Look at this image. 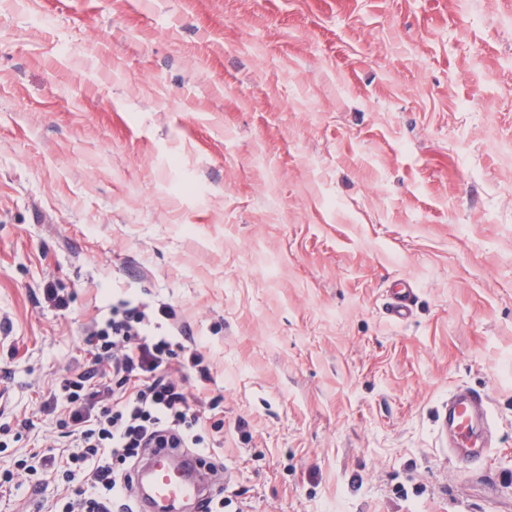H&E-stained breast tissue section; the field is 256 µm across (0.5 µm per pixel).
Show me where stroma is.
I'll return each mask as SVG.
<instances>
[{
	"label": "stroma",
	"mask_w": 512,
	"mask_h": 512,
	"mask_svg": "<svg viewBox=\"0 0 512 512\" xmlns=\"http://www.w3.org/2000/svg\"><path fill=\"white\" fill-rule=\"evenodd\" d=\"M121 300L202 347L226 512H512V0H0V512ZM414 299L413 288H401L388 303V314L397 322L406 321L411 315ZM487 400L484 394L473 391L456 392L448 399L441 414L442 428L447 427L456 435V446L451 452L468 464L480 460L487 446L474 437V416L481 412L485 428L490 427L487 415Z\"/></svg>",
	"instance_id": "stroma-1"
}]
</instances>
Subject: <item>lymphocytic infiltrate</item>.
Masks as SVG:
<instances>
[{"instance_id":"obj_1","label":"lymphocytic infiltrate","mask_w":512,"mask_h":512,"mask_svg":"<svg viewBox=\"0 0 512 512\" xmlns=\"http://www.w3.org/2000/svg\"><path fill=\"white\" fill-rule=\"evenodd\" d=\"M150 325L146 312L113 307L84 338L96 359H111V383L92 385L83 373L65 380L60 394L44 402V410L63 409L61 436L69 449L62 458L49 450L35 453L27 468L70 486L50 512H135L128 464L144 448H189L203 464H216L219 447L207 445L202 435L207 415L192 408L188 387L167 372L179 357L203 381H211L210 368L198 349L154 334Z\"/></svg>"}]
</instances>
